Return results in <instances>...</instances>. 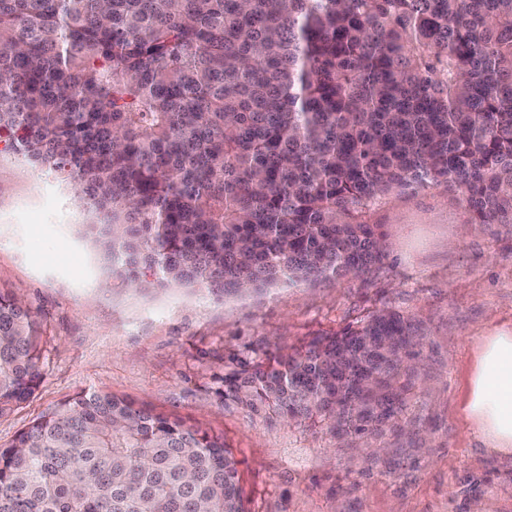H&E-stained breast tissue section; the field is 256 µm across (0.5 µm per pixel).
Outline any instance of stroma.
I'll return each instance as SVG.
<instances>
[{
	"mask_svg": "<svg viewBox=\"0 0 512 512\" xmlns=\"http://www.w3.org/2000/svg\"><path fill=\"white\" fill-rule=\"evenodd\" d=\"M371 220L386 256L358 278L227 297L132 288L109 278L70 185L0 153V289L22 295L45 340L39 388L0 417V446L99 391L223 436L245 512H512V460L488 455L459 411L476 338L512 325V224L470 223L441 187L393 193ZM383 308L426 346L406 409L376 439L214 397L229 354L287 351Z\"/></svg>",
	"mask_w": 512,
	"mask_h": 512,
	"instance_id": "35a3bbf8",
	"label": "stroma"
}]
</instances>
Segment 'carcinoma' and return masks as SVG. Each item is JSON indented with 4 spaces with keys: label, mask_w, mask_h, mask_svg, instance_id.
I'll return each mask as SVG.
<instances>
[{
    "label": "carcinoma",
    "mask_w": 512,
    "mask_h": 512,
    "mask_svg": "<svg viewBox=\"0 0 512 512\" xmlns=\"http://www.w3.org/2000/svg\"><path fill=\"white\" fill-rule=\"evenodd\" d=\"M56 174L136 288L259 292L361 276L372 212L444 186L512 223V0H0V134ZM423 338L375 312L233 354L220 403L364 438L406 409ZM0 291V416L41 380ZM0 512H245L224 439L82 391L0 448Z\"/></svg>",
    "instance_id": "carcinoma-1"
}]
</instances>
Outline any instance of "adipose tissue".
<instances>
[{
	"mask_svg": "<svg viewBox=\"0 0 512 512\" xmlns=\"http://www.w3.org/2000/svg\"><path fill=\"white\" fill-rule=\"evenodd\" d=\"M461 411L488 453L512 459V328L479 337Z\"/></svg>",
	"mask_w": 512,
	"mask_h": 512,
	"instance_id": "obj_1",
	"label": "adipose tissue"
}]
</instances>
